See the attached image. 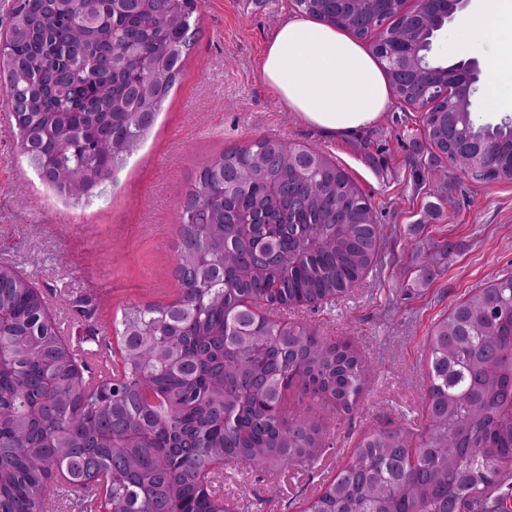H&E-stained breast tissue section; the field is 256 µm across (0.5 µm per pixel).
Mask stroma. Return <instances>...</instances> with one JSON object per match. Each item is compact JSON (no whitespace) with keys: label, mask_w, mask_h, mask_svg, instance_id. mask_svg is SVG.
I'll return each instance as SVG.
<instances>
[{"label":"stroma","mask_w":512,"mask_h":512,"mask_svg":"<svg viewBox=\"0 0 512 512\" xmlns=\"http://www.w3.org/2000/svg\"><path fill=\"white\" fill-rule=\"evenodd\" d=\"M202 35L191 50L140 150L116 173L111 192L72 205L46 188L14 147L0 103V262L26 265L61 324L78 334L71 300L93 298L96 328H113L133 304L177 296L171 243L191 173L208 159L256 139H285L322 151L361 188L381 227L378 264L335 305L295 320L352 341L373 370L358 412L332 419L289 393L288 407L328 430L331 450L313 471L289 477L249 473L234 485L248 512H295L334 474L364 434L400 420L419 423L427 385L424 340L477 288L512 272V183L482 182L449 166L427 167L422 114L394 100L359 135L339 140L288 112L264 83L262 53L294 0H201Z\"/></svg>","instance_id":"1"}]
</instances>
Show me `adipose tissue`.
Instances as JSON below:
<instances>
[{"instance_id": "adipose-tissue-1", "label": "adipose tissue", "mask_w": 512, "mask_h": 512, "mask_svg": "<svg viewBox=\"0 0 512 512\" xmlns=\"http://www.w3.org/2000/svg\"><path fill=\"white\" fill-rule=\"evenodd\" d=\"M487 41L486 89L497 100L512 77V0H477L458 15L447 51L457 56ZM261 74L279 100L324 134L347 138L371 126L392 104L385 75L370 51L346 33L306 20H284L265 47Z\"/></svg>"}]
</instances>
